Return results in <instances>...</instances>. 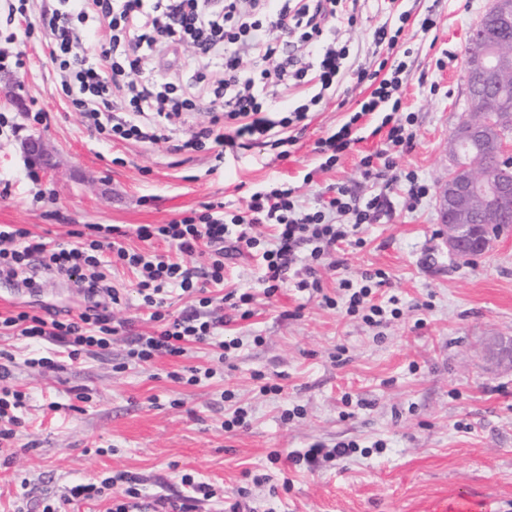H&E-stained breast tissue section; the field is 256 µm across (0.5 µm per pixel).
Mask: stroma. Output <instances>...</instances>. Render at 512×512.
<instances>
[{
	"instance_id": "35a3bbf8",
	"label": "stroma",
	"mask_w": 512,
	"mask_h": 512,
	"mask_svg": "<svg viewBox=\"0 0 512 512\" xmlns=\"http://www.w3.org/2000/svg\"><path fill=\"white\" fill-rule=\"evenodd\" d=\"M490 0H415L431 13L436 40L409 38L410 77L403 93L413 116V148L393 169V183L364 179L360 158L379 138L356 145L335 170L317 171V138L345 119L336 102L315 113L291 157L253 149L215 166L203 150L184 158L168 144L108 146L90 136L67 106L46 30L0 10V113L18 132L0 137V225L22 224L52 243L88 224L125 232L131 248L166 252L161 241L137 238L140 224H165L188 210L222 201L245 210L251 188L270 178L299 185L303 201L343 184L361 199L383 194L388 207L363 225L358 243L344 246L340 268L320 269L322 290L281 288L258 296L255 315L232 319L225 336L242 344L228 357L202 344L179 358L134 365L123 338L106 353L45 371L36 358L54 345L0 337L12 354L7 384L29 392L25 422L10 447L0 446V512H107L110 500L67 502L70 487L108 474L137 478L144 501L177 496L181 473L214 485L223 502L200 512H512V361L492 353L512 340V231L470 260L444 244L438 196L448 177V138L467 106L466 30ZM24 68H16V59ZM42 138L49 161L31 162L29 135ZM311 184H303L306 172ZM415 172L429 193L411 199L404 176ZM381 273L373 299L382 324L328 307L339 283ZM48 290L16 302L19 310L85 304L79 288L41 273ZM137 278L118 270L124 301L115 317L148 333ZM199 367L210 378L195 385L174 373ZM275 385L272 393L262 384ZM61 405L59 411L50 402ZM247 424L225 429L235 408ZM355 445L351 455L292 465L288 457L320 447Z\"/></svg>"
}]
</instances>
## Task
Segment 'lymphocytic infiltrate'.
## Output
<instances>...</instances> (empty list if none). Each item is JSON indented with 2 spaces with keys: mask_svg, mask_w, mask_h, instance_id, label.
Masks as SVG:
<instances>
[{
  "mask_svg": "<svg viewBox=\"0 0 512 512\" xmlns=\"http://www.w3.org/2000/svg\"><path fill=\"white\" fill-rule=\"evenodd\" d=\"M52 8H36L35 0H12L9 14L35 15L49 21L50 57L71 106L89 128L111 142L155 144L174 134V116L211 112L180 144L181 151L216 150V160L258 145L290 157L308 127L311 112L335 96L346 81L359 91L356 105L337 128L319 137L313 148L318 170L335 169L341 156L368 135H383L382 147L360 159L362 175L383 179L397 154L411 148L412 119L404 115L402 97L409 79V49L399 40L411 13L403 0H380L383 23L371 34L370 64L354 63L343 34L355 15L347 0H52ZM97 50L84 51L86 41ZM194 49L188 81L161 82L144 75L149 57H175L180 44ZM304 88L297 99L289 87ZM383 204L381 196L361 200L344 186L329 188L314 202H302L297 186L272 179L256 186L248 215L230 214L223 204L206 205L166 224L139 226L140 240L158 239L173 255L127 247L115 227L91 225L74 232L71 241L53 244L28 228L11 224L0 229V274L32 282L44 270L79 283L90 305L75 315L52 309L44 313L16 310L0 315V335L21 336L63 346L69 360L109 350L113 337L128 335V321L115 319L122 297L112 284L114 269L136 272L137 293L158 330L128 335L131 362L149 363L161 356L179 357L189 344L216 343L223 352L240 346L224 339V312L242 319L254 313L257 294L271 297L287 285L292 265H313L367 223ZM273 227L272 235L261 232ZM256 252L260 259V293L244 291L233 302L217 296L224 285L226 242ZM203 252L207 261L187 266L185 257ZM172 290L190 297L178 315L164 312ZM189 494L162 496L158 512H199L217 492L211 484L181 477ZM119 487L107 512H142L135 477L119 473L101 483H79L74 499L95 500Z\"/></svg>",
  "mask_w": 512,
  "mask_h": 512,
  "instance_id": "f902f5d3",
  "label": "lymphocytic infiltrate"
}]
</instances>
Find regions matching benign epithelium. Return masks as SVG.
Returning <instances> with one entry per match:
<instances>
[{"instance_id":"1","label":"benign epithelium","mask_w":512,"mask_h":512,"mask_svg":"<svg viewBox=\"0 0 512 512\" xmlns=\"http://www.w3.org/2000/svg\"><path fill=\"white\" fill-rule=\"evenodd\" d=\"M492 15L498 23L495 30L512 28V0H495ZM486 17L466 32V41H484L490 31ZM512 68V53L507 46L492 42L486 49L469 53L465 59L468 93L483 88L492 73ZM512 126V115L490 108L463 116L448 144V179L439 194L442 223L448 229V251L458 257L482 254L490 249L492 236L483 221L492 215L512 222V144L505 132ZM495 157L506 175L493 178L481 174L462 155V147Z\"/></svg>"}]
</instances>
